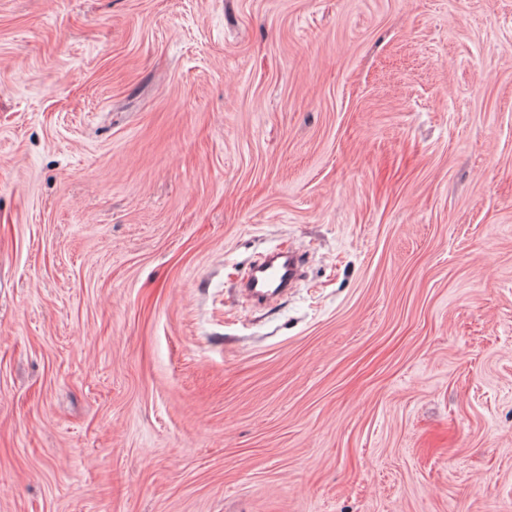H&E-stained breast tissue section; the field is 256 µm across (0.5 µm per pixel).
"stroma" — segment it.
I'll return each mask as SVG.
<instances>
[{
  "label": "stroma",
  "mask_w": 512,
  "mask_h": 512,
  "mask_svg": "<svg viewBox=\"0 0 512 512\" xmlns=\"http://www.w3.org/2000/svg\"><path fill=\"white\" fill-rule=\"evenodd\" d=\"M0 512H512V0H0ZM297 271V258L291 252H275L255 265L244 291L260 301L278 298L291 288Z\"/></svg>",
  "instance_id": "obj_1"
}]
</instances>
